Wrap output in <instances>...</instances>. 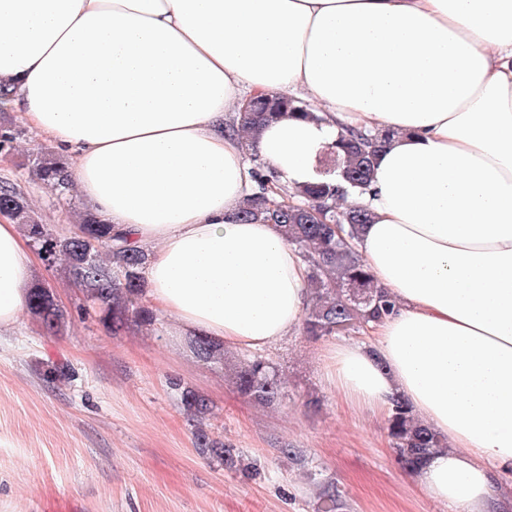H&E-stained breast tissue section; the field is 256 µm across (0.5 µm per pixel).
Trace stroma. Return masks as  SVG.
<instances>
[{
	"label": "stroma",
	"mask_w": 512,
	"mask_h": 512,
	"mask_svg": "<svg viewBox=\"0 0 512 512\" xmlns=\"http://www.w3.org/2000/svg\"><path fill=\"white\" fill-rule=\"evenodd\" d=\"M0 124L21 129L8 112ZM21 131L0 157V180L17 183L49 232L63 235L81 205L31 175L49 144ZM36 281L70 320L50 334L30 317L0 335V512H322L325 481L342 512H447L397 463L385 419L351 409L326 381L324 340L299 332L263 352L287 391L263 406L221 366L171 344L165 316L115 334L85 312L61 266L40 263ZM60 366L67 376H56ZM177 380L210 399V438L236 448L256 475L197 452Z\"/></svg>",
	"instance_id": "1"
}]
</instances>
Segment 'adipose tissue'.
<instances>
[{
	"mask_svg": "<svg viewBox=\"0 0 512 512\" xmlns=\"http://www.w3.org/2000/svg\"><path fill=\"white\" fill-rule=\"evenodd\" d=\"M0 110L68 162L82 206L153 249L145 299L179 337L271 349L311 305L273 224H243L249 156L274 203L346 129L392 131L355 242L394 313L321 353L343 400L393 399L447 437L414 470L448 512H502L512 470V0H0ZM301 92L319 121L226 132ZM31 241L0 219V333L27 312Z\"/></svg>",
	"mask_w": 512,
	"mask_h": 512,
	"instance_id": "adipose-tissue-1",
	"label": "adipose tissue"
}]
</instances>
